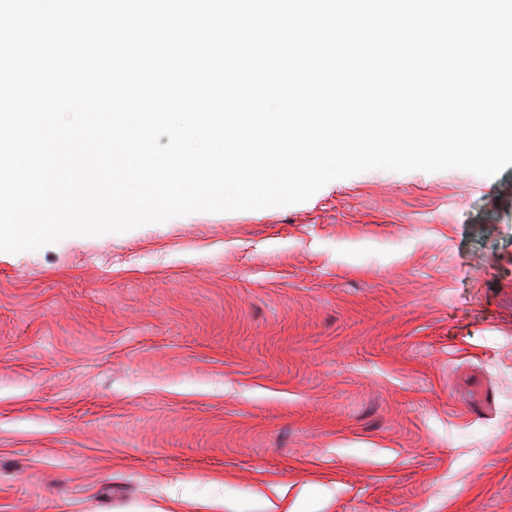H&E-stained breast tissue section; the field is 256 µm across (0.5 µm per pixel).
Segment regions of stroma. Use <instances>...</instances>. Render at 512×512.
Returning <instances> with one entry per match:
<instances>
[{"label":"stroma","instance_id":"stroma-1","mask_svg":"<svg viewBox=\"0 0 512 512\" xmlns=\"http://www.w3.org/2000/svg\"><path fill=\"white\" fill-rule=\"evenodd\" d=\"M0 512H512V165L0 252Z\"/></svg>","mask_w":512,"mask_h":512}]
</instances>
